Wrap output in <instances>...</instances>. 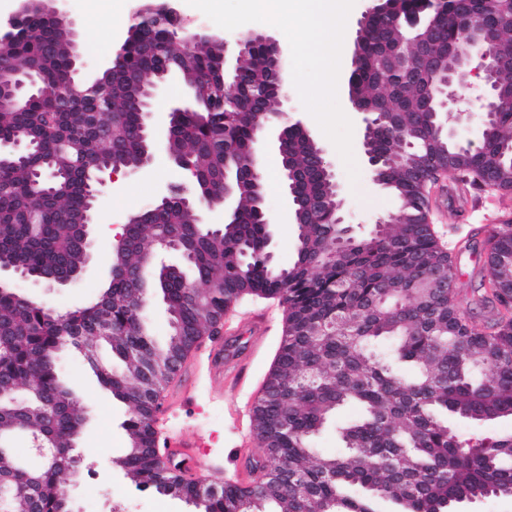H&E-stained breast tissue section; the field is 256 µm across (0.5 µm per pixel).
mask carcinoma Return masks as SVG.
<instances>
[{
  "label": "carcinoma",
  "instance_id": "carcinoma-1",
  "mask_svg": "<svg viewBox=\"0 0 512 512\" xmlns=\"http://www.w3.org/2000/svg\"><path fill=\"white\" fill-rule=\"evenodd\" d=\"M442 33L431 51L448 54L462 28L512 17L491 0H446ZM121 61L96 79L108 94L62 106L64 78L77 70L75 39L50 10L37 5L20 22V39L0 49L9 72L31 75L36 86L15 109L0 111V143L22 134L32 144L23 158L0 165V260L55 285L81 270L84 218L96 189V163L140 167L146 140L135 135L145 107L144 86L159 74H179L192 90L187 110L169 130L168 150L195 169L196 196L236 186L237 211L217 228L196 223L178 193L155 212L148 205L127 225L125 245L111 253L109 283L84 306L58 312L11 290L0 292V388L23 387L27 397L0 406V439L26 427L54 448L55 463L19 470L25 458L12 446L0 455V479L10 493L0 512H67L58 494L74 470L73 442L84 424L80 400L60 381L58 356L86 341L105 345L124 363L120 373L86 358L99 382L126 403L129 448L120 468L139 490L190 501L196 482L162 462L155 450L159 397L177 372L146 387L153 366L171 355L184 362L215 331L224 311L245 298H276L286 308L285 330L273 365L253 403L251 423L262 454L252 457L251 486L226 483L203 512H374L387 500L402 512H448L476 498L512 496V437L490 445H463L441 412L473 421L512 416V223L483 240L486 255L480 304L491 317L471 321L457 289L427 287L439 269L456 283L453 256L429 224L413 217L424 206L427 161L448 156V168L482 175L512 189V112L489 120L492 133L475 150L444 147L431 115L420 111L431 76L406 81L381 66L393 39L379 17L367 22L360 54L348 76L359 102L386 113L372 150L380 175L400 200L393 223L342 244L336 208L323 206L313 223L298 225L296 261L281 270L267 262L268 230L254 203L256 176L249 165L258 127L278 104L267 47L256 41L239 80L221 79L219 45L188 31L176 18L131 25ZM415 148L397 160L400 134ZM285 165L302 200L326 196V169L317 142L290 129ZM163 234L176 237L192 270L153 271L142 257ZM162 294L171 333L157 343L144 315L151 291ZM362 417L342 427L347 452L314 459L312 437L344 405Z\"/></svg>",
  "mask_w": 512,
  "mask_h": 512
}]
</instances>
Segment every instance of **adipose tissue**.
<instances>
[{
  "label": "adipose tissue",
  "mask_w": 512,
  "mask_h": 512,
  "mask_svg": "<svg viewBox=\"0 0 512 512\" xmlns=\"http://www.w3.org/2000/svg\"><path fill=\"white\" fill-rule=\"evenodd\" d=\"M285 0H242L247 13L264 15L269 26L279 30L310 27L314 32L319 52L318 68L321 81L315 93L334 89L339 82L340 68L345 53L341 38L350 22V0H292L295 13L282 11Z\"/></svg>",
  "instance_id": "1"
}]
</instances>
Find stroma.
<instances>
[{"label":"stroma","instance_id":"stroma-1","mask_svg":"<svg viewBox=\"0 0 512 512\" xmlns=\"http://www.w3.org/2000/svg\"><path fill=\"white\" fill-rule=\"evenodd\" d=\"M221 11L204 7L201 0H176L175 6L186 26L234 41L243 32L269 33L261 21L243 11L241 0H222ZM63 9L75 22L77 49L83 63L79 77L95 76L97 70L112 58L115 45L110 34L89 19V12L76 0H64ZM315 36L306 30L300 43L282 42L288 64L291 104L300 113L310 134L328 151L336 180L344 200L342 214L355 234L374 231L376 222L393 213L398 198L375 183L367 169L361 151L362 125L358 113L350 109L348 87L338 84L333 95L315 101L310 92L318 80L313 60ZM263 208L271 235L270 249L278 266L284 267L295 259L298 234L296 224L288 218V197L282 184V158L277 151H267L263 157ZM166 148H158L152 168L120 175L116 183L102 189L91 228L95 244L92 265L72 288H48L32 280L14 281L16 292L33 297L63 311L94 299L109 270V234L120 233L127 218L156 201L166 184L183 180ZM431 202L429 221L443 244L456 257L458 287L470 313L484 318L486 308L476 302L484 276L483 239L485 232L499 224L503 210L502 193L474 185L462 176H441L427 188ZM242 317L260 310H270L275 321L263 333L242 329L233 343V351L224 360L225 375L245 369L246 375L238 386L221 388L210 371L209 355L200 352L194 362V384L189 400L176 403L167 413V425L187 435H205L209 444L197 459L198 467L218 482H232L238 470L247 468L249 456L257 446L245 447L237 426L228 414L229 405L251 407L257 397L283 336L282 306L273 299H246L237 306ZM60 377L80 398L84 407V424L76 440L81 460L74 472L65 475L70 488L73 512H84L81 495L83 481L93 480L99 491L97 512H196L193 504L148 491H139L117 465L125 453L130 416L128 407L102 388L83 352L66 348L60 359ZM449 428L464 442L501 439L512 436V417L473 422L449 416Z\"/></svg>","mask_w":512,"mask_h":512}]
</instances>
